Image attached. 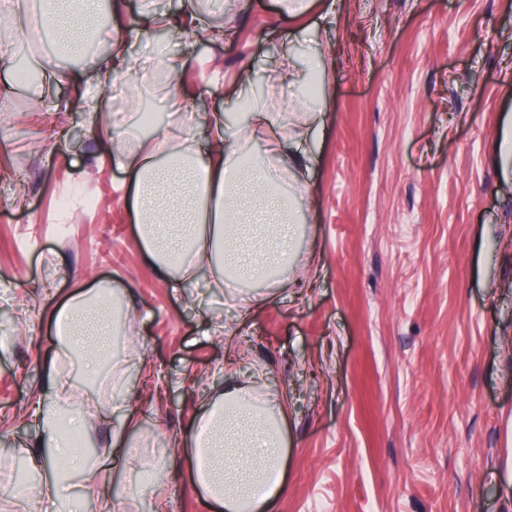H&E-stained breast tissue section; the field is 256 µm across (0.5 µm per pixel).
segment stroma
Instances as JSON below:
<instances>
[{
	"instance_id": "35a3bbf8",
	"label": "stroma",
	"mask_w": 512,
	"mask_h": 512,
	"mask_svg": "<svg viewBox=\"0 0 512 512\" xmlns=\"http://www.w3.org/2000/svg\"><path fill=\"white\" fill-rule=\"evenodd\" d=\"M194 0H123L113 20L130 61L107 113L54 111L92 67L20 87L0 103V512H64L13 496L15 462L46 452L36 401L76 414L120 512H202L177 441L235 363L288 418V485L271 512H512V0H315L300 18L278 0H224L231 39L169 36L177 77L154 80L155 19ZM299 42L289 43L295 30ZM323 51V123L282 155L281 188L301 209L291 277L311 289L165 286L144 258L98 151L113 123L136 125L123 88L164 108L193 105L199 145L231 115L250 73L271 111L296 89L284 50ZM223 79L224 93L209 91ZM52 153L30 148L38 137ZM67 207H58L59 198ZM123 290L138 342L123 377L84 387L69 366L54 393L52 314L76 289ZM128 434L129 447L112 445Z\"/></svg>"
}]
</instances>
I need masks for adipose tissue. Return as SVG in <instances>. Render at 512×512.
Returning <instances> with one entry per match:
<instances>
[{
  "instance_id": "adipose-tissue-1",
  "label": "adipose tissue",
  "mask_w": 512,
  "mask_h": 512,
  "mask_svg": "<svg viewBox=\"0 0 512 512\" xmlns=\"http://www.w3.org/2000/svg\"><path fill=\"white\" fill-rule=\"evenodd\" d=\"M119 8L118 0H36L27 23L36 36L52 33L79 55L87 38L111 37L112 15ZM165 106L181 117V125L158 129L130 150L127 129L116 123L100 147L101 156L129 175L121 189L147 260L174 289L200 275L219 285L291 286L287 273L300 233L298 207L271 187L279 179L277 158L299 145L310 125L324 121L323 108L317 100H305V125L297 129L290 114L252 104L249 128L265 134L267 148L245 167L239 158L247 138L231 132L223 114L211 118L209 145L202 151L194 141L195 114L186 98L172 92ZM102 295L99 289L78 292L56 312L57 323L67 327L48 364L57 390L69 385L62 369L65 357L75 353L94 361L110 345L112 315ZM255 391V384L227 379L188 438L189 477L209 512H270L286 490L285 409L279 398H260ZM56 419L52 409L42 416V433L53 445L49 455L36 458L42 481L34 488L16 486V498L28 503L62 499L64 472L80 471L79 496L94 512H115L106 477L69 448Z\"/></svg>"
}]
</instances>
